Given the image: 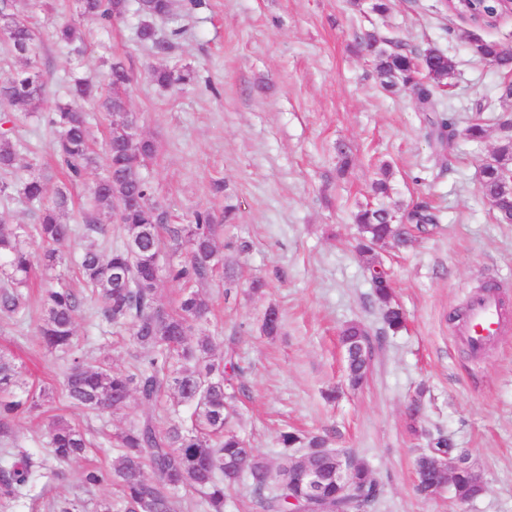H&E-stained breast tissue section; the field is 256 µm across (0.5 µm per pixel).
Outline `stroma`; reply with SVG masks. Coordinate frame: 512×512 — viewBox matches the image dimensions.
Returning a JSON list of instances; mask_svg holds the SVG:
<instances>
[{"mask_svg":"<svg viewBox=\"0 0 512 512\" xmlns=\"http://www.w3.org/2000/svg\"><path fill=\"white\" fill-rule=\"evenodd\" d=\"M53 4L47 14L33 0L16 3L38 27L46 98L66 100L71 75L98 77L103 59H122L133 77L137 133L156 146L143 171L156 198L179 222L203 208L223 226L218 252L234 281L218 277L204 288L210 313L192 334L215 337L218 353L235 350L244 389L235 430L274 462L284 428L328 436L332 447L362 458L379 481L382 493L371 512H512V329L474 359L449 318L487 284L504 285L512 303V224L498 223L479 192L482 161L499 137L504 75L472 55L462 36L467 23L443 12L440 0H393L384 16L369 10V0H202L190 13L155 20L159 36L181 31L173 49L159 54L139 40L136 9L103 29L81 14L76 0ZM59 21L81 31L82 55L55 42ZM367 30L447 54L455 70L443 108L463 122L480 118L485 141L456 138L450 157H442L432 136L435 113L418 111L410 91L381 90L358 47ZM153 68L187 69L191 79L163 85L150 77ZM0 121L40 157L39 167L16 168L12 180L35 175L55 192L62 177L46 119L18 116L0 104ZM340 143L353 159L343 173ZM385 164L388 205L425 203L439 218L436 229L406 249L378 252L407 313L396 334L384 328L366 259L354 247L353 214ZM242 241L249 250H239ZM255 278L266 282L256 293L249 287ZM44 279L35 268L26 312L0 314V350L12 353L29 387L49 388L52 397L16 419L12 438H0V465L15 441L46 454L44 426L54 415L87 429L93 448L70 465L66 480L35 479L14 512H53L65 500L90 506L112 496L108 486L86 492L81 472L110 466L114 432L145 416L167 420L162 407L135 399L101 415L66 399V363L37 341ZM271 307L281 320L275 336L261 330ZM98 312L85 300L76 327L81 351L90 363L131 369L137 347L101 323ZM351 323L374 340L371 372L357 389L346 380L340 346ZM421 388L424 432L450 435L484 481V492L469 502L456 501L447 487L429 498L414 489L425 440L410 432L407 410Z\"/></svg>","mask_w":512,"mask_h":512,"instance_id":"1","label":"stroma"}]
</instances>
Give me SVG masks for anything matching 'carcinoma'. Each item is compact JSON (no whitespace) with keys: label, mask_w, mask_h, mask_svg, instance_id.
Masks as SVG:
<instances>
[{"label":"carcinoma","mask_w":512,"mask_h":512,"mask_svg":"<svg viewBox=\"0 0 512 512\" xmlns=\"http://www.w3.org/2000/svg\"><path fill=\"white\" fill-rule=\"evenodd\" d=\"M16 0H0V36L12 50L25 59V67L0 79V99L15 112L45 114L54 129L53 149L66 168L67 182L47 195L44 183L30 177L18 185L0 183V196H19L32 207L37 223L0 225V311L16 313L25 305L22 288L28 285L35 255L31 244L42 247L40 263L48 287L42 295L40 345L49 353L68 358L64 389L74 405L91 412H117L128 407L131 398L144 405H154L169 396L175 406H186L189 416L176 417L161 427L150 418L135 421L114 437L118 456L108 469L87 468L81 475L83 488L92 492L112 486L118 500L103 498L95 503V512H224L228 492L243 479L257 499L262 512H296L310 504L297 498L296 471L285 464L303 459L321 478L316 504L324 512H369L380 493V485L366 463L349 454L348 481H336V449L320 434L283 430L278 436L282 464L273 468L233 428L235 403L243 389L237 379L243 369L232 360L214 358L215 337L189 340L193 325L203 319L208 304L200 289L213 278L218 264L216 238L221 225L207 209H197L188 223L173 224L158 202L147 179L142 175V161L154 157L152 143L135 138L125 109V90L118 83L131 80L122 61H103L105 85L93 77H75L70 86V100L46 104L42 94L44 76L37 66L40 43L33 24L16 11ZM81 13L102 25L121 21L129 9V0H78ZM179 5L173 0H138V11L146 16L138 37L163 54L172 43L158 37L153 18L175 15ZM455 10L468 15L473 23L496 25L502 6L494 0L457 3ZM53 37L68 46L83 41L79 29L58 23ZM360 43L371 58L380 86L388 92L410 85L424 112L439 111L435 87L448 84L454 63L436 47L419 52L407 49L374 32H365ZM475 58L496 68L512 71V56L503 54L497 41L469 37ZM154 78L162 84L184 83L190 74L155 69ZM96 99L100 109L112 118L106 138L104 173H99L92 148V127L79 102ZM435 139L442 149H451L461 135L480 144L487 129L471 121L457 130L456 120L440 115L435 122ZM20 160V147L8 132H0V169L11 170ZM512 171V129L500 132L490 159L481 167L480 193L495 219L512 224V194L503 190V174ZM91 185L89 206L81 228L83 246L74 256V264L85 287L99 304L100 315L111 325L125 328L139 348L137 366L132 372L114 371L105 361L93 365L79 354L75 344L76 321L82 297L65 275L64 247L74 234L64 222L72 205L70 187ZM133 198L135 205L119 215L124 240L113 244L107 256L100 251V238L106 234L98 214L113 209L114 202ZM357 250L367 257V269L373 294L383 311L385 329L397 333L406 326V313L393 302L392 282L387 270L377 261L376 247L387 242L404 247L413 231L425 233L438 223L437 216L425 204H415L398 212L382 203L366 204L357 211ZM165 231L175 250L186 251L184 260L164 267L159 263L160 231ZM125 272L120 288L112 285V269ZM181 284L177 309L158 303V284L162 279ZM345 353V373L349 385L361 386L370 371L373 349L367 330L358 323L341 331ZM35 393L20 381L12 357L0 351V435L12 433L18 417L38 407ZM48 456L36 457L19 445L8 451L10 461L0 466V512L23 495L35 476L62 481L66 466L85 456L92 442L80 425L62 417H52L45 429ZM465 457L444 434L431 436L428 448L416 460V491L431 496L440 486L452 487L459 501L480 495L482 478L470 468H460L448 476L436 466L445 457ZM151 475H146L145 469Z\"/></svg>","instance_id":"obj_1"}]
</instances>
